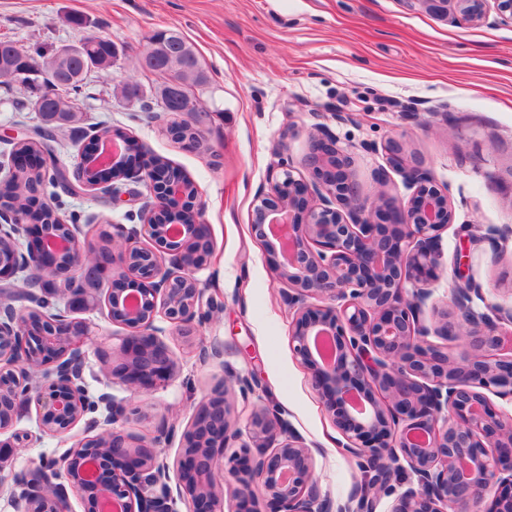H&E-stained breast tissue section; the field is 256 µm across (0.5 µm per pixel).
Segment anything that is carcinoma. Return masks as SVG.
Segmentation results:
<instances>
[{"label": "carcinoma", "instance_id": "1", "mask_svg": "<svg viewBox=\"0 0 512 512\" xmlns=\"http://www.w3.org/2000/svg\"><path fill=\"white\" fill-rule=\"evenodd\" d=\"M80 43L83 44L82 49L62 58L54 49L48 51L40 46L19 48L14 41L0 38V83L10 88L18 86L26 98L16 101V104L38 113L42 121L40 133L23 142L21 149L54 150L55 128L83 120L78 101L91 74L112 68L116 58L114 41L88 35L81 38ZM139 63L171 67L184 85L195 90L208 83L195 50L176 30H158L148 37ZM117 93L122 99L139 104L140 111H151L140 80L123 84ZM169 112L175 115L196 112L200 124L209 116V110L201 105L196 94L171 100ZM63 179V165L58 161L43 170L18 169L12 175L11 189L0 194V207L14 209L27 222L59 224V207L39 201V194L48 185L63 188Z\"/></svg>", "mask_w": 512, "mask_h": 512}]
</instances>
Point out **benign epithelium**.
Here are the masks:
<instances>
[{"mask_svg":"<svg viewBox=\"0 0 512 512\" xmlns=\"http://www.w3.org/2000/svg\"><path fill=\"white\" fill-rule=\"evenodd\" d=\"M490 1L497 18L512 24V0H412L465 22L485 21ZM95 143L92 151L77 149L76 169L90 177L110 168L120 178L86 182L85 192L115 204L134 182L144 188L147 208L142 224L112 225V236L93 250L95 261L87 259L79 225L29 224L0 208V294L11 295L0 299V434L31 406L44 432L65 434L84 419L90 433L60 459L17 476L8 491L13 512H74L60 479L85 512H179L182 501L188 512H224L226 495L237 512H377L382 493L394 496L386 512H470L488 497L490 512H512V413L485 395L512 397V355L502 353L500 333L501 324H512V310H481L474 305L484 300L479 289L457 284L454 310L426 323L442 268L441 233L453 213L448 195L400 142H389L386 153L410 190L404 199L382 193L368 203L351 175V150L320 129L307 159L314 181L281 162L252 207L251 230L273 257L274 279L288 284L283 302L295 353L345 447L363 459L366 479L346 504L322 493L312 449L273 402L255 406L240 426L225 380L183 431L173 477L158 449L169 444L174 425L162 424L148 444L135 443L120 430L123 402L89 395L84 370L95 333L65 310L41 313L46 284L79 272L105 287L108 316L126 334L116 337L121 362L104 364V376L135 391L177 374L161 323L187 334L218 308L209 280L199 278L212 240L196 196L185 193L184 174L155 168L142 149L126 150L124 135ZM49 163L42 153L14 150L9 172ZM184 206L195 208L194 223L160 221L162 212ZM19 300L30 306L16 307ZM460 320L475 343L456 360L429 337L448 340ZM232 377L242 400L256 394L252 377ZM245 435L256 452L243 445L235 467L224 471L226 450Z\"/></svg>","mask_w":512,"mask_h":512,"instance_id":"obj_1","label":"benign epithelium"}]
</instances>
